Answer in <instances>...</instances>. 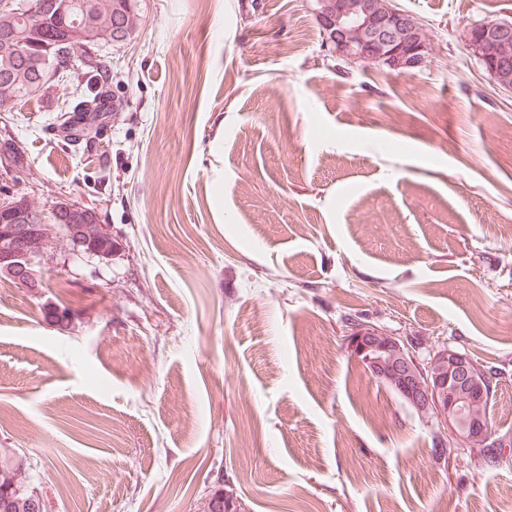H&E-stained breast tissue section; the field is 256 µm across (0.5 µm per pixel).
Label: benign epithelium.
Returning a JSON list of instances; mask_svg holds the SVG:
<instances>
[{
  "label": "benign epithelium",
  "instance_id": "1",
  "mask_svg": "<svg viewBox=\"0 0 512 512\" xmlns=\"http://www.w3.org/2000/svg\"><path fill=\"white\" fill-rule=\"evenodd\" d=\"M315 17L332 56L347 64H381L407 73L427 63L416 17L395 0H316ZM465 41L494 76L505 68L499 50L512 43V22L471 28ZM27 238L24 228H17L14 246L0 251V262L15 272L21 287L36 293L43 275L27 251ZM344 345L366 373L393 386L406 406L433 413L434 431L448 447L478 453L494 438L490 419L474 421L470 415L473 399L492 396L493 385L467 353L443 348L423 362L408 338L382 335L365 323L344 336Z\"/></svg>",
  "mask_w": 512,
  "mask_h": 512
}]
</instances>
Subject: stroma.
<instances>
[{"mask_svg":"<svg viewBox=\"0 0 512 512\" xmlns=\"http://www.w3.org/2000/svg\"><path fill=\"white\" fill-rule=\"evenodd\" d=\"M426 66L336 69L315 0H138L94 142L70 87L0 112V188L95 208L104 260L52 239L34 296L0 280V449L46 512H502L512 461L436 459L354 362L347 318L498 370L512 438V90L467 50L512 0H396ZM67 307L69 325L45 321Z\"/></svg>","mask_w":512,"mask_h":512,"instance_id":"1","label":"stroma"}]
</instances>
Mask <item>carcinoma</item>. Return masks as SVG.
<instances>
[{
    "label": "carcinoma",
    "instance_id": "cac0c4a2",
    "mask_svg": "<svg viewBox=\"0 0 512 512\" xmlns=\"http://www.w3.org/2000/svg\"><path fill=\"white\" fill-rule=\"evenodd\" d=\"M33 4L30 24L21 25L7 14L0 13V112L14 108L34 97L28 82L38 78L42 71V57L56 61L53 82L70 79L76 60H81L90 74V91L80 95L71 104L63 102L61 111L68 118L60 123L64 130L80 136L79 124L83 116H95L105 111L112 98V70L110 63L98 57V47L111 43L109 38L94 42L76 41L69 17L57 15L55 0H28ZM78 12L85 26L93 32L108 31L113 22L123 20L138 9L137 0H77ZM9 209L0 211V250L12 246L15 226L25 224L30 231L29 251L41 254L54 230L61 224L73 226L66 235L72 245L81 251L94 250L104 259L112 254V236L99 224L95 211L74 210L70 203L59 201L50 209L34 205L27 197L8 195ZM512 457V440L501 437L497 445L483 449L481 462L498 466ZM30 463L14 453H0V512H37L32 498L33 484Z\"/></svg>",
    "mask_w": 512,
    "mask_h": 512
}]
</instances>
